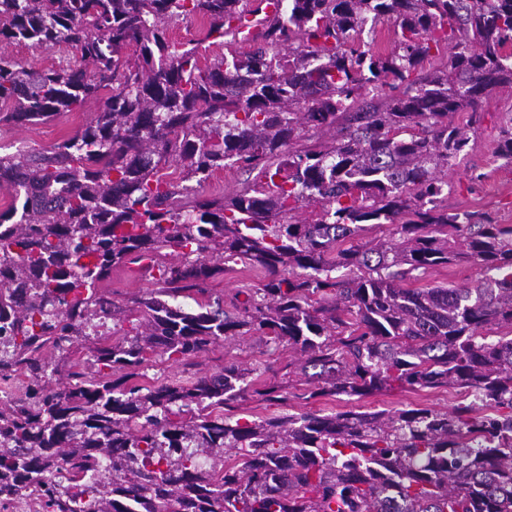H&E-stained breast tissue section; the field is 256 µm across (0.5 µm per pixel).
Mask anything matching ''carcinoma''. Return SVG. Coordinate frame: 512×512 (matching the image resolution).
I'll return each instance as SVG.
<instances>
[{
  "mask_svg": "<svg viewBox=\"0 0 512 512\" xmlns=\"http://www.w3.org/2000/svg\"><path fill=\"white\" fill-rule=\"evenodd\" d=\"M259 2L0 0L1 46L67 53L43 70L0 55V122L100 103L63 141L0 156V386L22 379L0 399V503L392 512L389 489L399 512H512V337L492 335L512 329V226L443 204L473 149L452 117L512 85V0H277L271 18ZM247 12L260 29L240 55ZM197 18L224 45L204 65L201 41L166 35ZM369 21L393 25L388 54L363 40ZM227 167L252 179L203 194ZM381 224L399 238L354 243ZM464 259L502 276L401 286ZM238 261L266 280L229 310L210 283ZM126 264L153 290L120 305L99 284ZM240 336L300 353L304 401L396 387L473 401L243 422L249 393L289 392L249 390L235 363L136 382L150 355L181 363Z\"/></svg>",
  "mask_w": 512,
  "mask_h": 512,
  "instance_id": "obj_1",
  "label": "carcinoma"
}]
</instances>
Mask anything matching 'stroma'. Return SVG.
I'll list each match as a JSON object with an SVG mask.
<instances>
[{
	"instance_id": "35a3bbf8",
	"label": "stroma",
	"mask_w": 512,
	"mask_h": 512,
	"mask_svg": "<svg viewBox=\"0 0 512 512\" xmlns=\"http://www.w3.org/2000/svg\"><path fill=\"white\" fill-rule=\"evenodd\" d=\"M95 109V104L90 103L85 109L67 112L43 123H0V155L11 154L22 148L53 146L85 123ZM479 111L481 119L476 123L471 122L466 112L456 113L453 117L455 123L468 126L475 146L464 159L448 169V207L455 211H487L493 214L497 223L512 225V165L496 155L502 128L512 125V86H502L483 99ZM475 172L481 174L482 179L473 185L469 177ZM487 275L486 268L478 264L454 262L430 270L424 278L417 280L416 285L420 288H469ZM264 281V270L238 263L231 265L223 276L214 280L211 288L214 295L227 299L240 291L261 287ZM294 357V352L286 346L273 347L258 338L244 336L218 341L209 351L183 365L154 355L142 370L149 384L158 381L187 382L218 372L225 363L233 362L249 370L254 387L276 383L294 392V400L285 406L262 400L256 395L250 397L241 405L239 413L251 420L305 411L327 415L345 411H396L418 407L446 412L463 399L456 389L439 388L417 391L395 389L361 398L326 396L306 402L299 398L304 391L303 378L286 370L288 362Z\"/></svg>"
}]
</instances>
